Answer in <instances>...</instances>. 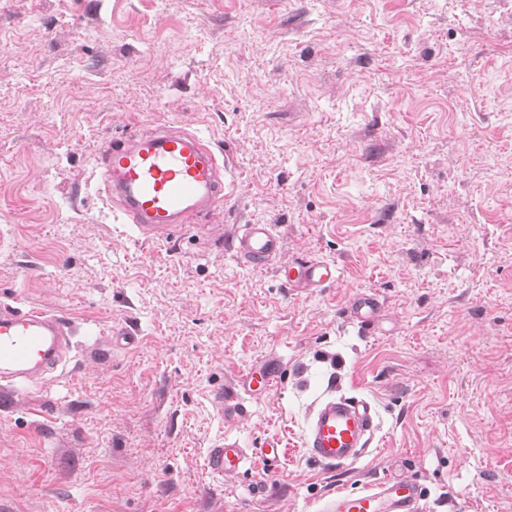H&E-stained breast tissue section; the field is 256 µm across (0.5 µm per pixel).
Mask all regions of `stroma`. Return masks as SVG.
<instances>
[{
    "label": "stroma",
    "instance_id": "1",
    "mask_svg": "<svg viewBox=\"0 0 512 512\" xmlns=\"http://www.w3.org/2000/svg\"><path fill=\"white\" fill-rule=\"evenodd\" d=\"M169 122L236 187L146 240L93 176ZM245 224L273 225L276 261L227 251ZM308 259L336 282L285 287ZM1 301L76 332L74 366L0 406V512H318L386 477L427 512H512V0H0ZM265 367L273 389L243 392ZM327 394L378 424L335 470L303 452ZM220 436L251 452L221 479ZM349 309L355 321L367 326L378 312V300L373 294L360 293L352 298ZM214 402L218 409L224 413V419L228 422H239L246 416V408L238 403L232 396L224 397V391L218 392L214 397Z\"/></svg>",
    "mask_w": 512,
    "mask_h": 512
}]
</instances>
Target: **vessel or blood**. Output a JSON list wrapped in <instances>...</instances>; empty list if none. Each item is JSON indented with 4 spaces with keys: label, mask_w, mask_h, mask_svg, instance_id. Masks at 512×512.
<instances>
[{
    "label": "vessel or blood",
    "mask_w": 512,
    "mask_h": 512,
    "mask_svg": "<svg viewBox=\"0 0 512 512\" xmlns=\"http://www.w3.org/2000/svg\"><path fill=\"white\" fill-rule=\"evenodd\" d=\"M100 191L124 223L145 236H159L192 223L224 203V164L203 137L166 123L112 140L101 155ZM271 225L247 224L230 249L244 264H267L280 252ZM337 277L335 265L306 260L282 269L291 288H324ZM360 325L378 312L374 295L360 293L349 305ZM71 321L50 310L0 304V393L45 380L70 359ZM377 423L369 402L331 396L313 410L303 439L305 454L321 465L342 468L369 446ZM248 461L239 440L212 442L205 465L215 476L231 475ZM425 494L413 478L383 479L358 490L336 489L320 512H423Z\"/></svg>",
    "instance_id": "b4317fda"
}]
</instances>
